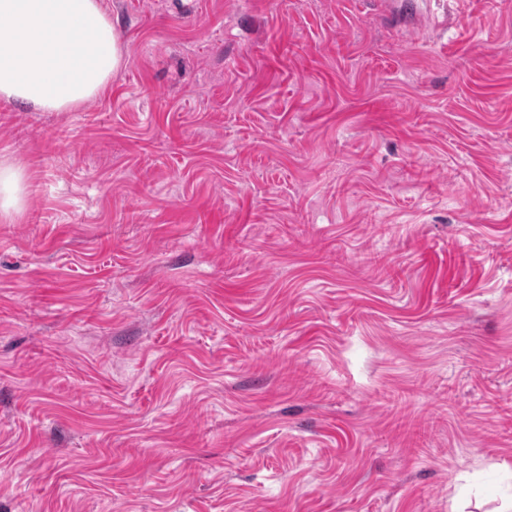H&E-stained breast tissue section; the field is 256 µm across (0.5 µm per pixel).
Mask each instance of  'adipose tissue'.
I'll use <instances>...</instances> for the list:
<instances>
[{
    "label": "adipose tissue",
    "mask_w": 512,
    "mask_h": 512,
    "mask_svg": "<svg viewBox=\"0 0 512 512\" xmlns=\"http://www.w3.org/2000/svg\"><path fill=\"white\" fill-rule=\"evenodd\" d=\"M123 63L103 0H0V98L68 112L97 98ZM22 166L0 162V221L25 198Z\"/></svg>",
    "instance_id": "obj_1"
}]
</instances>
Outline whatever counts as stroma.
Masks as SVG:
<instances>
[{"instance_id": "stroma-1", "label": "stroma", "mask_w": 512, "mask_h": 512, "mask_svg": "<svg viewBox=\"0 0 512 512\" xmlns=\"http://www.w3.org/2000/svg\"><path fill=\"white\" fill-rule=\"evenodd\" d=\"M0 100V512H492L512 494V0H104ZM122 63L102 0H0V98L69 112L101 95ZM26 174L22 166L0 162V221L9 220L24 204Z\"/></svg>"}]
</instances>
